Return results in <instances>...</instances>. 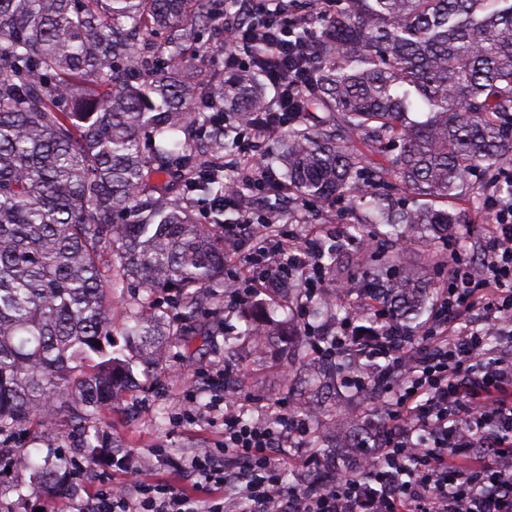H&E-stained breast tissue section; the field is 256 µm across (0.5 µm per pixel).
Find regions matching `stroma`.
Here are the masks:
<instances>
[{
	"label": "stroma",
	"mask_w": 512,
	"mask_h": 512,
	"mask_svg": "<svg viewBox=\"0 0 512 512\" xmlns=\"http://www.w3.org/2000/svg\"><path fill=\"white\" fill-rule=\"evenodd\" d=\"M247 207L251 223L267 221L296 232L302 241L312 237L319 242L334 239L342 244L336 276L326 280L321 290L322 296L330 299L338 298L340 290L360 289L368 283L365 267L352 261L357 245L347 238L350 225L363 224L365 234L372 236L379 249L399 246L396 239L383 236L381 227L366 223L364 212L345 199L314 203L304 210L284 202L272 212L263 196L252 194L247 198ZM249 247V240L244 239L225 251V275L236 280L239 288L226 293L223 302L213 305L206 315L215 332L210 348L189 363L176 347H167L160 368L120 408L108 412L109 431L123 443L122 453L129 459L127 469L118 470L111 457L101 456L91 471L74 478L73 492L60 500L63 512H68L72 502L88 499L115 483L130 484L139 479L184 485L174 463L188 453L224 444V413L207 409L218 394L234 399L235 410L244 412L249 419L257 418L262 408L277 400L292 407L300 403L307 406L313 432L323 438L322 446L315 451L316 463L287 468V484L305 487L317 478L329 481L347 475L358 464L363 455L358 444L374 437L380 419L371 411L374 394H358L347 382L358 365L356 358L346 357L327 392L313 396L304 391L299 368L300 363L317 361L309 337L297 336L293 347L269 350L262 360L257 359L252 344L246 340L239 341L234 351L225 349V333L243 329V315L254 302L249 294ZM189 397L205 407L204 417L182 418L180 407ZM155 448L162 450L168 465L152 464L150 452Z\"/></svg>",
	"instance_id": "35a3bbf8"
}]
</instances>
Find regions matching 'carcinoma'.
<instances>
[{
    "label": "carcinoma",
    "mask_w": 512,
    "mask_h": 512,
    "mask_svg": "<svg viewBox=\"0 0 512 512\" xmlns=\"http://www.w3.org/2000/svg\"><path fill=\"white\" fill-rule=\"evenodd\" d=\"M305 0L288 37L277 86L288 118L266 101L260 50L248 72L225 45L224 68L202 70L219 21L248 29L237 0H0V447L16 482L60 498L57 467L30 460L21 437L67 423L93 449L106 412L159 364L169 342L190 362L210 344L199 316L224 296V243L211 225L238 210L196 200L224 197V152L247 125L281 142L276 202L349 198L370 223L406 227L436 263L441 239L489 187L512 197V0H341L329 15ZM232 106L226 123L224 103ZM422 105L423 123L409 113ZM382 157V161L374 157ZM395 181L410 202L374 193ZM339 245L321 249L336 276ZM387 286L408 333L430 286L400 268ZM167 293L127 301L116 325L112 298L130 287ZM297 330L263 305L247 310L244 337L261 355Z\"/></svg>",
    "instance_id": "1"
}]
</instances>
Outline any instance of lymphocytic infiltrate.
Returning a JSON list of instances; mask_svg holds the SVG:
<instances>
[{"label": "lymphocytic infiltrate", "mask_w": 512, "mask_h": 512, "mask_svg": "<svg viewBox=\"0 0 512 512\" xmlns=\"http://www.w3.org/2000/svg\"><path fill=\"white\" fill-rule=\"evenodd\" d=\"M488 214L481 263L446 256L440 321L424 329L421 346L390 316L359 341L364 362L350 386L389 395L379 408L381 456L366 478L324 490L285 484L273 451L304 447L311 424L283 403L258 421L225 415L223 447L189 454L180 467L193 490L141 480L82 501L78 512H224L233 489L244 512H512V351L486 347L492 336L512 340V199H493ZM224 236L254 239L249 262L266 292L297 276L321 288L315 240L299 244L247 223L225 225ZM479 443L489 459L472 457Z\"/></svg>", "instance_id": "obj_1"}]
</instances>
